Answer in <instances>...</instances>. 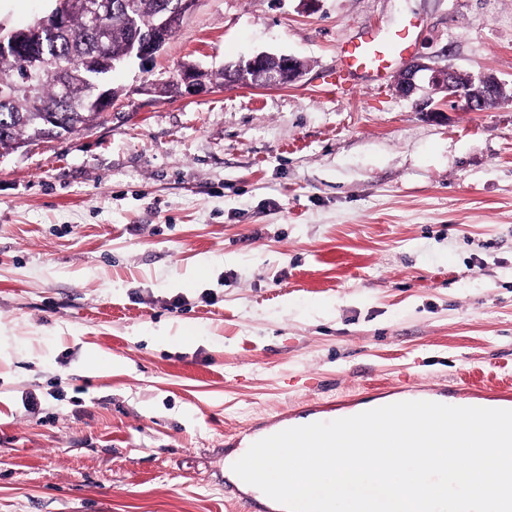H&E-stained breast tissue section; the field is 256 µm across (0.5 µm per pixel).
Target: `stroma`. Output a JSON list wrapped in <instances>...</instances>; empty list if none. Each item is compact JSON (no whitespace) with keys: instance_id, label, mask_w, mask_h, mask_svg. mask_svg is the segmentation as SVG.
<instances>
[{"instance_id":"35a3bbf8","label":"stroma","mask_w":512,"mask_h":512,"mask_svg":"<svg viewBox=\"0 0 512 512\" xmlns=\"http://www.w3.org/2000/svg\"><path fill=\"white\" fill-rule=\"evenodd\" d=\"M53 7L0 0V31ZM404 27L512 83V0H198L97 126L0 156V512H261L224 462L277 411L512 383V102L427 116L401 63L320 91L342 43ZM262 51L303 76L138 91Z\"/></svg>"}]
</instances>
